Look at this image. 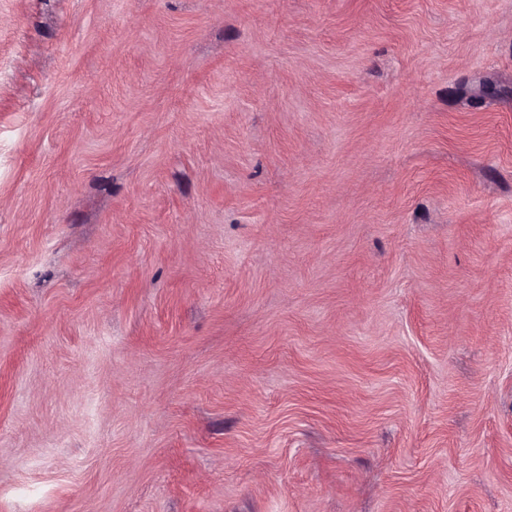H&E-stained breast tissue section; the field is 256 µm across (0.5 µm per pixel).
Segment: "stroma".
Wrapping results in <instances>:
<instances>
[{"label":"stroma","instance_id":"stroma-1","mask_svg":"<svg viewBox=\"0 0 512 512\" xmlns=\"http://www.w3.org/2000/svg\"><path fill=\"white\" fill-rule=\"evenodd\" d=\"M0 512H512V0H0Z\"/></svg>","mask_w":512,"mask_h":512}]
</instances>
